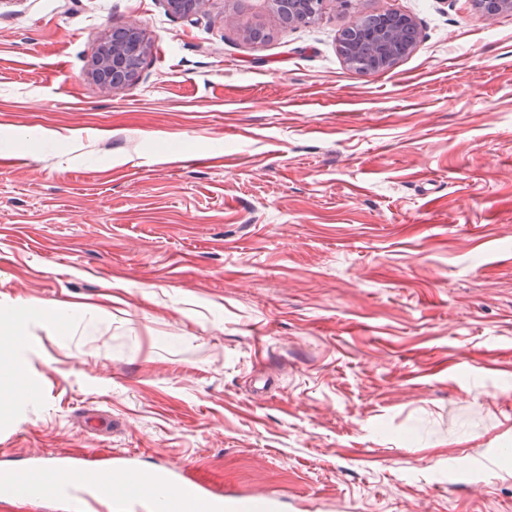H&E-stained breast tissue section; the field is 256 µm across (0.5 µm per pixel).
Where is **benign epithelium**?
Here are the masks:
<instances>
[{
	"mask_svg": "<svg viewBox=\"0 0 512 512\" xmlns=\"http://www.w3.org/2000/svg\"><path fill=\"white\" fill-rule=\"evenodd\" d=\"M274 11L284 24H295L301 15L305 0H272ZM485 18L495 20L505 12H512V0H474ZM214 0H166L168 9L192 23L212 16ZM384 22L371 26L354 25L342 42V54L350 66L362 55L381 58L391 68L417 44L418 29L413 18L390 12L382 16ZM148 54V44L139 29L115 30L103 38L92 60L91 77L104 91L130 85L137 79L139 67L131 60H142Z\"/></svg>",
	"mask_w": 512,
	"mask_h": 512,
	"instance_id": "benign-epithelium-1",
	"label": "benign epithelium"
}]
</instances>
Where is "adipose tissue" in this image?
Segmentation results:
<instances>
[{"mask_svg": "<svg viewBox=\"0 0 512 512\" xmlns=\"http://www.w3.org/2000/svg\"><path fill=\"white\" fill-rule=\"evenodd\" d=\"M82 309L71 306L65 309L44 311L27 307L25 302L0 306V413L20 403L35 401L37 392L25 378L20 360L33 324L53 325L63 328ZM44 483L58 489L94 491L110 500L138 501L151 505V512H183V496L180 492L146 481L126 480L115 470L96 469L81 478L64 475L53 467H45L40 473Z\"/></svg>", "mask_w": 512, "mask_h": 512, "instance_id": "ef3b65f1", "label": "adipose tissue"}]
</instances>
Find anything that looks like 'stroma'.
I'll return each mask as SVG.
<instances>
[{
    "instance_id": "35a3bbf8",
    "label": "stroma",
    "mask_w": 512,
    "mask_h": 512,
    "mask_svg": "<svg viewBox=\"0 0 512 512\" xmlns=\"http://www.w3.org/2000/svg\"><path fill=\"white\" fill-rule=\"evenodd\" d=\"M0 7V304L35 403L0 469L77 454L279 512H512V14L357 0L282 26L267 0ZM385 11L415 49L354 71ZM150 46L103 91L112 29ZM168 9L188 19L193 24L199 22L203 18H211V8L214 0H166ZM381 15L386 22L371 26H359L355 23L342 42V54L346 62L359 72L384 68L380 65L373 66L363 58L355 67V59L362 55L382 58L387 68H391L417 44L418 29L413 18L397 12ZM44 310L27 307L22 301L0 306V414L19 403L38 398L35 388L26 380L23 363L19 360L20 351L25 348L30 335V325L52 324L61 329L74 316L86 313L78 306Z\"/></svg>"
}]
</instances>
